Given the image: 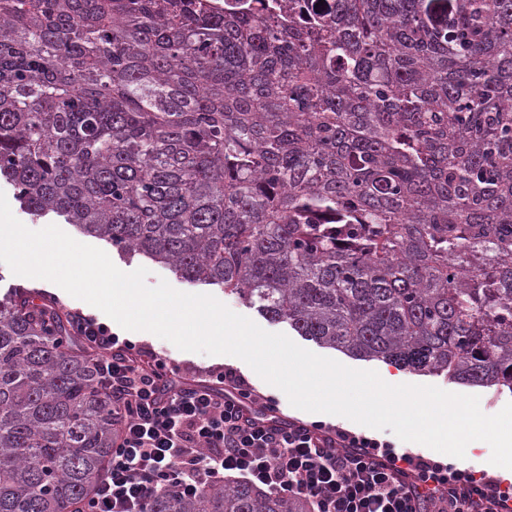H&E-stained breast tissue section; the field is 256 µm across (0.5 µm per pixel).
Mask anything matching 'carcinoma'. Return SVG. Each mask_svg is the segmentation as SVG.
<instances>
[{
    "label": "carcinoma",
    "mask_w": 512,
    "mask_h": 512,
    "mask_svg": "<svg viewBox=\"0 0 512 512\" xmlns=\"http://www.w3.org/2000/svg\"><path fill=\"white\" fill-rule=\"evenodd\" d=\"M347 355L512 389V0H0V179ZM112 399L0 301V512H77ZM148 512H312L246 481Z\"/></svg>",
    "instance_id": "1"
}]
</instances>
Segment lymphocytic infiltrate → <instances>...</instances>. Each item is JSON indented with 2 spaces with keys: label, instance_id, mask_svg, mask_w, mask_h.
Wrapping results in <instances>:
<instances>
[{
  "label": "lymphocytic infiltrate",
  "instance_id": "1",
  "mask_svg": "<svg viewBox=\"0 0 512 512\" xmlns=\"http://www.w3.org/2000/svg\"><path fill=\"white\" fill-rule=\"evenodd\" d=\"M93 370L112 397L117 433L104 476L81 512H147L152 494L193 498L229 474L313 512H512V489L338 425L282 421L278 401L237 370L211 368L187 383L168 355L73 313Z\"/></svg>",
  "mask_w": 512,
  "mask_h": 512
}]
</instances>
